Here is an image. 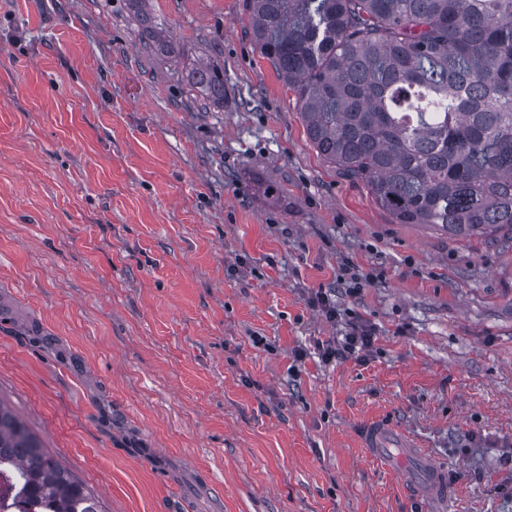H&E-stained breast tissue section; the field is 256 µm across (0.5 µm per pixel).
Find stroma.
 I'll use <instances>...</instances> for the list:
<instances>
[{"instance_id": "35a3bbf8", "label": "stroma", "mask_w": 512, "mask_h": 512, "mask_svg": "<svg viewBox=\"0 0 512 512\" xmlns=\"http://www.w3.org/2000/svg\"><path fill=\"white\" fill-rule=\"evenodd\" d=\"M136 8L0 0V403L105 512H512V231L393 223L317 154L246 0H146L172 55ZM357 320L366 360H323ZM373 420L451 506L370 456ZM140 22L145 25V34L148 40H151L156 50L166 54H174L176 49L175 44L166 29L162 27V24H152L151 18L146 14H142ZM192 86L199 89L213 103H224V66L205 62L194 69ZM395 448L400 457L406 458L411 457L417 460L423 459L425 466V486L422 492L431 499L446 501L450 494L448 487V476H446L445 469L436 466L432 462L428 463L423 458V452L416 448V443L413 439L404 434L400 433L396 438Z\"/></svg>"}]
</instances>
